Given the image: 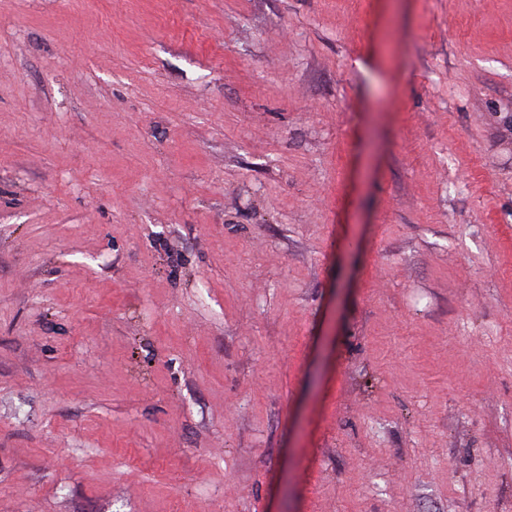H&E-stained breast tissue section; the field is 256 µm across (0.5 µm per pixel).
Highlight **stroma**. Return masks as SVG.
Here are the masks:
<instances>
[{
	"instance_id": "stroma-1",
	"label": "stroma",
	"mask_w": 512,
	"mask_h": 512,
	"mask_svg": "<svg viewBox=\"0 0 512 512\" xmlns=\"http://www.w3.org/2000/svg\"><path fill=\"white\" fill-rule=\"evenodd\" d=\"M0 512H512V0H0Z\"/></svg>"
}]
</instances>
